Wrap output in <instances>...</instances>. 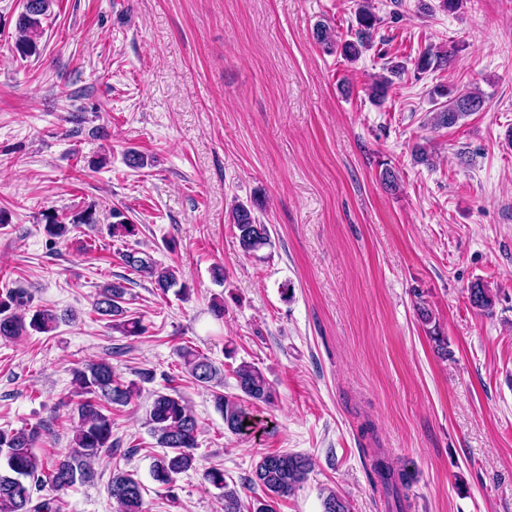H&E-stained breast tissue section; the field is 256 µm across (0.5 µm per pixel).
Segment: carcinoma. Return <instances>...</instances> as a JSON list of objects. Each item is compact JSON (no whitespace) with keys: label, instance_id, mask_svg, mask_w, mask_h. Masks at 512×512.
<instances>
[{"label":"carcinoma","instance_id":"1","mask_svg":"<svg viewBox=\"0 0 512 512\" xmlns=\"http://www.w3.org/2000/svg\"><path fill=\"white\" fill-rule=\"evenodd\" d=\"M53 0H32L17 19L18 37L11 52L21 58L40 54L42 18L47 15ZM355 39L341 45L342 55L349 61L356 60L371 43L373 33L380 24L370 4L361 6L356 13ZM454 48L443 51H424L415 60L414 67L421 74L438 69L453 57ZM405 72V66L395 63L386 68V73L376 77L369 86V97L375 102L385 100L392 78ZM431 97L442 100L435 109L431 123L437 127H453L460 119L483 106L482 97L475 92L460 93L458 90L437 85ZM44 232L52 239H62L71 232V227L93 224L95 218L86 212L73 220L69 226L52 213L44 214ZM116 222L111 225L112 236L127 238L138 235V225L130 223L122 213L114 212ZM231 224L235 230L242 253L253 255L270 244L267 225L259 223L251 207L238 204L231 211ZM124 264L133 272L150 279L153 287L161 293L178 284L182 274L179 270L161 266L150 253L130 249L122 254ZM180 285V284H178ZM187 292V284L180 285ZM127 287L120 281L103 286L93 303V310L111 323V328L126 337H136L145 332L142 321L127 315L123 307ZM470 305L481 313H490L494 297L489 289L475 283L469 289ZM32 298L23 288L0 293V339L11 340L28 334L50 333L58 327L62 316L55 310L40 306L31 309ZM417 315L427 326V332L435 342L437 353L448 355V337L444 336L435 317L424 300L416 303ZM182 367L201 386H209L219 375V368L207 356L185 345L177 350ZM72 395L78 398L76 411L78 425L73 430L69 451L51 456L40 455L36 445L41 437L37 428L0 429V512H62L63 502L53 496L42 494L45 488L55 492L64 491L76 483H87L93 476L92 465L104 453L116 452L119 441L112 438V418L106 414L109 407H125L139 391L134 382H125L106 360L72 369ZM236 387L241 395H225L215 391L212 400L215 408L224 416L227 429L239 434L248 430L244 422L250 420L241 397L253 401L270 403L272 388L264 374L255 366L242 362L234 370ZM146 423L156 438L162 452L154 457L151 467L153 479L163 485L171 502H176L177 478L195 467L193 450L198 445L200 425L186 401L177 393L157 391L150 409L146 412ZM312 468V461L298 453H278L262 456L254 465L249 484L261 488L265 497L256 498L252 512H273L270 501L276 497H287L300 487ZM372 470L384 492L392 495L395 509L404 510L401 489L408 487L415 476L410 471L391 466L379 455L372 460ZM203 479L222 491L224 512H241L242 503L236 489L224 482V471L211 467L203 471ZM113 512H146L140 482L134 475L117 469L112 473L108 487ZM323 512H350L348 502L334 492L323 501Z\"/></svg>","mask_w":512,"mask_h":512}]
</instances>
